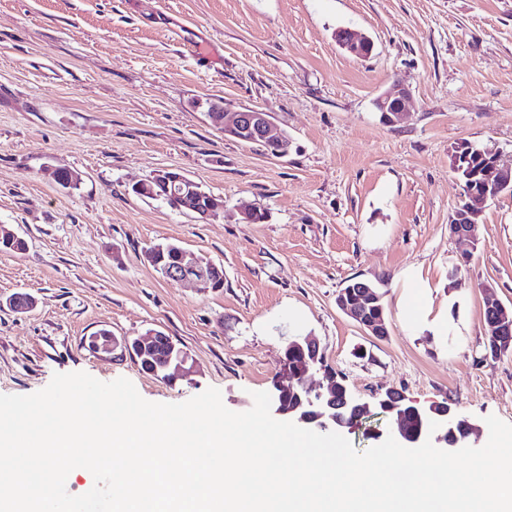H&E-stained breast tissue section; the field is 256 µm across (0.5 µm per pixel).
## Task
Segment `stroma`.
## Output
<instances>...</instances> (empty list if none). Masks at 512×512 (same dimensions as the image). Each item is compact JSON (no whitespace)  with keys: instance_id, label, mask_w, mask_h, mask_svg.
<instances>
[{"instance_id":"obj_1","label":"stroma","mask_w":512,"mask_h":512,"mask_svg":"<svg viewBox=\"0 0 512 512\" xmlns=\"http://www.w3.org/2000/svg\"><path fill=\"white\" fill-rule=\"evenodd\" d=\"M340 28L372 53L340 48ZM398 83L410 112L389 125L374 102ZM213 103L266 112L288 155L225 138ZM464 142L512 155V0H0V226L25 242L0 251V300H36L0 309V394L85 372L157 403L215 387L244 412L311 336L362 398L393 388L512 424V358L486 357L482 318L486 293L512 308V192L457 243ZM162 171L223 197V216L131 192ZM250 207L267 220L242 222ZM159 243L221 265L223 288L162 277ZM355 280L381 293L387 338L337 307ZM102 330L163 332L188 369L164 381L123 349L93 353ZM336 42L351 54L358 57L369 56L373 50V42L367 36H362L348 29L336 31Z\"/></svg>"}]
</instances>
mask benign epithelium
<instances>
[{
  "instance_id": "benign-epithelium-1",
  "label": "benign epithelium",
  "mask_w": 512,
  "mask_h": 512,
  "mask_svg": "<svg viewBox=\"0 0 512 512\" xmlns=\"http://www.w3.org/2000/svg\"><path fill=\"white\" fill-rule=\"evenodd\" d=\"M336 42L358 57H367L373 50V42L369 37L348 29L336 31ZM409 99L408 89L398 86L380 95L375 100V106L380 112L383 122L393 124L401 120L406 112ZM223 125L226 136L246 143L272 144L276 147L274 156L288 155L291 146L288 134L284 131H274L269 116L265 112L257 109L240 110L233 113L231 118L224 119ZM471 154L481 161L482 165L468 176L469 182L465 186V206L457 210L451 219L450 231L460 241L472 239L474 228L478 224L482 209L488 200V197L483 194L484 187L493 183L504 189L512 184L511 157H506L499 151L477 148L469 144L465 148L464 160H469ZM151 181L163 186L169 192L183 191L194 185V182L187 177L170 171L155 174ZM195 201L199 202L197 212L205 218H217L224 214V205H214L209 201H204V194L201 192L195 196ZM165 272L167 278L173 281L190 282L199 288L209 289L213 284L204 266V259L181 247H173L172 264L165 266ZM380 299L381 296L372 285L361 282L357 284L356 292L350 296L345 291L340 292L337 304L368 334L383 339L388 335L385 318L380 314L377 316L370 314V309L376 307ZM488 327L490 333L496 336L505 338L512 336V319L506 315L491 321ZM161 338H163V334L154 332L147 338H138L132 342L125 339L119 342L108 334L96 339L91 349L95 352L110 353L116 348L122 347L136 352L156 344ZM304 342L311 353L310 362L303 365L298 371L290 370L286 365L283 366V378L277 383V388L280 390L300 388V405L303 406L304 413L298 417L291 414V411L284 410L277 398L273 396L271 397V413L274 416L321 434L351 433L356 430V427L342 421L338 415L339 410L351 407L359 411L364 418L380 411L392 416L399 414L401 405L411 402L406 395L394 389L376 394L375 400L372 402L361 401L349 390L343 391L341 397H336V386L338 385L336 371L327 364L324 352L317 341L306 337ZM313 370L323 373V376L329 379V384L325 387H311L308 384V378ZM422 412L426 416V421L440 423V427L432 436L409 437L400 427L390 429L389 434L408 448L418 447L429 438L437 448L445 451L459 450L477 443L480 438V430L473 423L469 424V436L458 438L453 428V421L448 419V405L445 403L441 405L432 403L429 407L422 409Z\"/></svg>"
}]
</instances>
